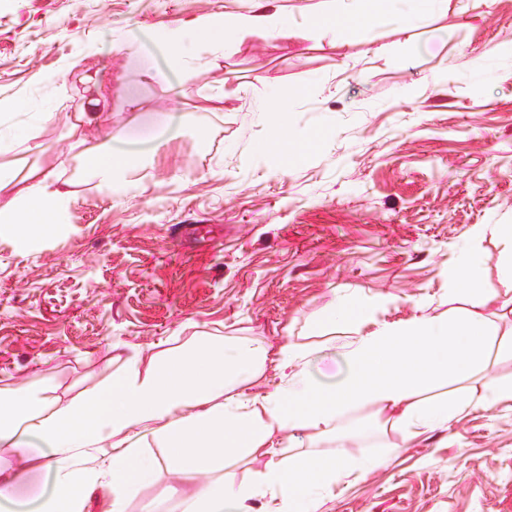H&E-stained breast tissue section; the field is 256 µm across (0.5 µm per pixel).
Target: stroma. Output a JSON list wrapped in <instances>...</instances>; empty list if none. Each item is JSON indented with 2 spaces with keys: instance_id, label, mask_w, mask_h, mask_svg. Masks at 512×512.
<instances>
[{
  "instance_id": "stroma-1",
  "label": "stroma",
  "mask_w": 512,
  "mask_h": 512,
  "mask_svg": "<svg viewBox=\"0 0 512 512\" xmlns=\"http://www.w3.org/2000/svg\"><path fill=\"white\" fill-rule=\"evenodd\" d=\"M322 0H0V99L68 109L41 132L64 145L101 106L177 101L181 128L142 163L139 186L100 191L78 158L60 169L77 200L65 233L24 253L0 236V378L44 381L71 399L126 356L198 336L289 340L313 351L353 335L326 319L340 297L393 322L449 309L448 268L478 224H512V0H443L422 24L407 0H363L367 32L309 24ZM278 15L213 52L190 24ZM183 27L192 75L160 81L128 65L123 39L164 61L154 34ZM288 100L289 153L256 150L263 103ZM376 408L335 434L294 433L289 451L377 466L342 475L321 512H512V402L427 436L363 434Z\"/></svg>"
}]
</instances>
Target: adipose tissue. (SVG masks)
<instances>
[{
	"label": "adipose tissue",
	"mask_w": 512,
	"mask_h": 512,
	"mask_svg": "<svg viewBox=\"0 0 512 512\" xmlns=\"http://www.w3.org/2000/svg\"><path fill=\"white\" fill-rule=\"evenodd\" d=\"M280 23L273 16L216 17L199 25V42L220 50L258 27ZM183 37L177 29L157 36L171 67L159 68L135 52L130 59L161 81L188 77ZM52 119V113L33 112L23 124L0 127V151L21 146L50 152L59 164L78 155L83 171L106 193L134 173L129 154L112 139L79 150L70 144L46 148L40 133ZM75 200L57 167L35 169L22 183L0 167V234H12L20 248H28L60 230ZM492 233L503 244L502 289L484 288L486 258L471 248L460 251L448 269V314L389 323L377 320V300L356 310L345 300L333 307L337 321H353L356 329L337 347L350 370L331 389L307 371L312 354L296 343L274 347L254 338L211 337L167 353L139 350L126 357L111 385L70 400L50 397L45 386L0 383V512H14L21 498L32 499L36 512H89L95 500L100 512H127L128 500L141 488L184 472L205 480L187 493L172 487L182 512H224L229 505L244 512L257 499L260 512H317L319 488L371 463L342 454H283L287 432L326 435L347 412L371 404L389 428L417 437L489 400L512 401V381L466 385L486 369L489 350L512 358V334L500 338L482 315L491 302L512 306V224L494 225ZM270 367L278 383L245 398V389ZM447 383V396L424 398L429 387ZM152 442L163 448V457L148 452ZM96 454L103 456L102 465L76 466L77 458ZM255 456L265 464L247 476L227 467L229 459ZM219 470L223 478L214 479Z\"/></svg>",
	"instance_id": "adipose-tissue-1"
}]
</instances>
